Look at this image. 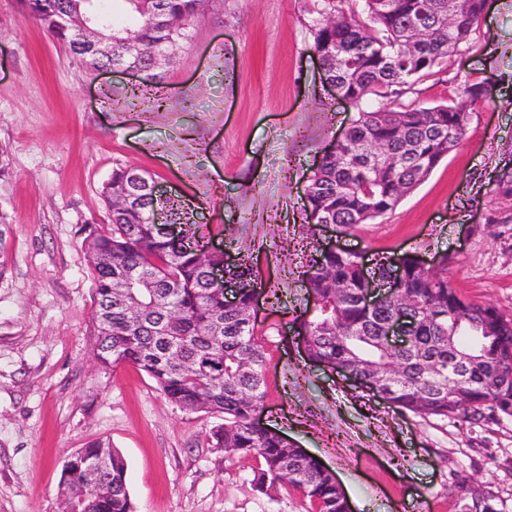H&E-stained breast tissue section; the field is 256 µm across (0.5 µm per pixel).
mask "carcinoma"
I'll list each match as a JSON object with an SVG mask.
<instances>
[{"mask_svg": "<svg viewBox=\"0 0 512 512\" xmlns=\"http://www.w3.org/2000/svg\"><path fill=\"white\" fill-rule=\"evenodd\" d=\"M22 13L41 22L73 53L104 66L121 62L155 80L154 62L139 44L177 55L189 25L206 0H121L127 22L117 26L105 0H19ZM486 0H313L307 10L312 49L325 77L358 110V119L322 157L309 177V217L353 231L392 211L463 142L468 113L462 104L395 109L386 102L398 88L429 75L453 56L479 27ZM104 21L118 53L95 52L77 39L85 24ZM377 102L367 108V100ZM135 168L112 171L107 201L112 224L85 240L94 282L95 350L103 365L131 363L181 408L221 413L212 433L218 448L256 455L261 488H292L316 512H350L336 475L282 434L253 419L264 399V352L248 310L257 282L245 262L226 270L236 303L224 300L206 276L208 259L189 235L160 233L153 217L161 200ZM403 269L396 296L375 309L363 303L364 266L358 256L321 251L303 271L302 287L313 314L302 325L308 360H327L364 376L389 367L387 391L396 411L466 421L484 411L512 417V318L495 307L469 302L448 284V256L424 269L420 258H398ZM410 319L409 343H380L383 324ZM101 458L90 471L86 459ZM61 483L62 512H134L127 464L119 451L94 440L68 457ZM83 485L75 498L68 485Z\"/></svg>", "mask_w": 512, "mask_h": 512, "instance_id": "1", "label": "carcinoma"}]
</instances>
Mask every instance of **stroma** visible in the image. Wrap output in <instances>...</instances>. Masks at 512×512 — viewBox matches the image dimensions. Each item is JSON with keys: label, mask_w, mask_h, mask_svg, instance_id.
<instances>
[{"label": "stroma", "mask_w": 512, "mask_h": 512, "mask_svg": "<svg viewBox=\"0 0 512 512\" xmlns=\"http://www.w3.org/2000/svg\"><path fill=\"white\" fill-rule=\"evenodd\" d=\"M311 0H210L160 81L93 66L17 0H0V512H61L65 458L111 442L135 512H311L260 490L262 460L215 447L220 413L172 403L130 363L100 364L84 240L105 230L116 165L149 171L205 249L248 258L262 283L261 419L336 475L352 512H512V417L474 423L390 408L307 364L296 326L315 247L448 256L460 295L512 318V0L392 107L456 101L461 147L392 211L343 233L303 218L305 188L357 119L326 85L306 27ZM484 85L468 102L465 84Z\"/></svg>", "instance_id": "35a3bbf8"}]
</instances>
